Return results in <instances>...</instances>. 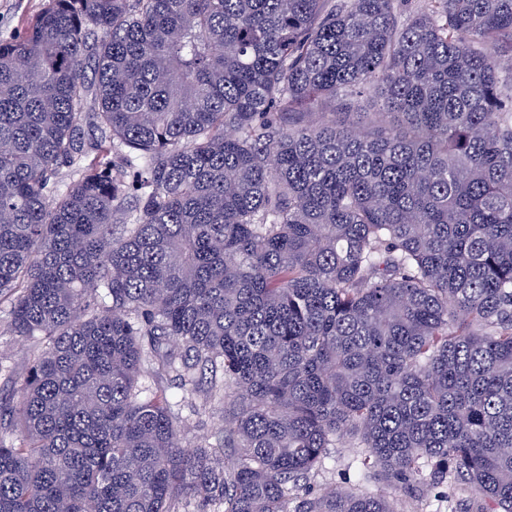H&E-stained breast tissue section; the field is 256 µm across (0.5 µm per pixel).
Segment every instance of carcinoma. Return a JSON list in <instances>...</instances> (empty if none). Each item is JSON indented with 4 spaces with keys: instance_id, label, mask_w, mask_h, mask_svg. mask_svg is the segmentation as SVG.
Instances as JSON below:
<instances>
[{
    "instance_id": "1",
    "label": "carcinoma",
    "mask_w": 512,
    "mask_h": 512,
    "mask_svg": "<svg viewBox=\"0 0 512 512\" xmlns=\"http://www.w3.org/2000/svg\"><path fill=\"white\" fill-rule=\"evenodd\" d=\"M506 54L512 0H48L0 43V298L40 345L0 512H512ZM347 435L394 494L307 488ZM197 414L191 408L185 406L181 410L182 429H183V445L188 449L200 444L205 439L215 443V435L224 425L222 420V407L218 403L207 404ZM205 408V409H204Z\"/></svg>"
}]
</instances>
